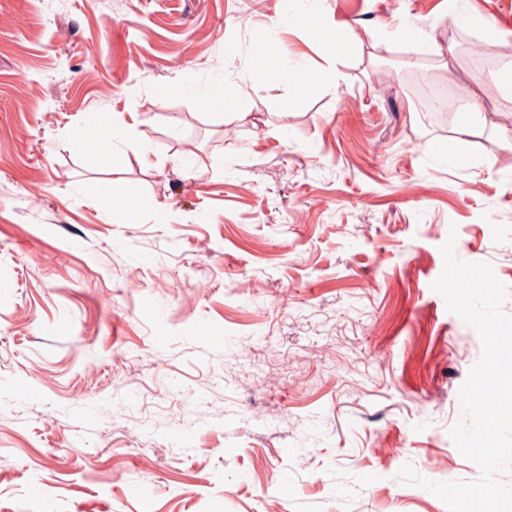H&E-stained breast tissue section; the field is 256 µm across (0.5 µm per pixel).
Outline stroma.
<instances>
[{
    "label": "stroma",
    "instance_id": "35a3bbf8",
    "mask_svg": "<svg viewBox=\"0 0 512 512\" xmlns=\"http://www.w3.org/2000/svg\"><path fill=\"white\" fill-rule=\"evenodd\" d=\"M326 5L355 50L300 95L302 25L256 82L279 0H0V512H447L400 468L479 478L481 343L432 284L451 238L512 289V89L443 0ZM416 77L486 123L429 122Z\"/></svg>",
    "mask_w": 512,
    "mask_h": 512
}]
</instances>
